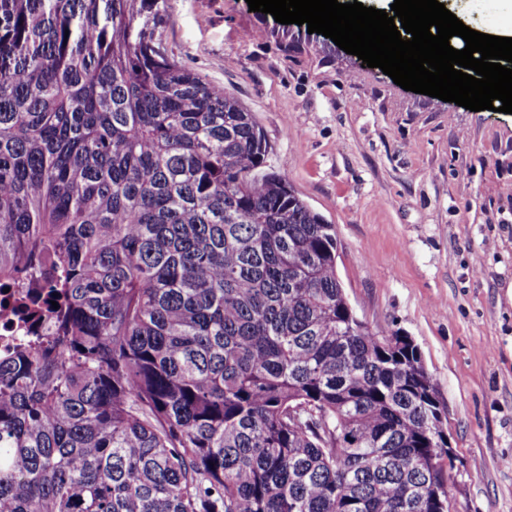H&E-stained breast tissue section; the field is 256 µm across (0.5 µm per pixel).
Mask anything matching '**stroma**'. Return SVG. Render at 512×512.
<instances>
[{
	"label": "stroma",
	"instance_id": "stroma-1",
	"mask_svg": "<svg viewBox=\"0 0 512 512\" xmlns=\"http://www.w3.org/2000/svg\"><path fill=\"white\" fill-rule=\"evenodd\" d=\"M501 0H446L500 35ZM176 60L252 112L269 170L336 229L356 316L411 336L448 407L451 512H512V114L402 89L246 0H167Z\"/></svg>",
	"mask_w": 512,
	"mask_h": 512
}]
</instances>
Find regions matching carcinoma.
Wrapping results in <instances>:
<instances>
[{
  "label": "carcinoma",
  "instance_id": "1",
  "mask_svg": "<svg viewBox=\"0 0 512 512\" xmlns=\"http://www.w3.org/2000/svg\"><path fill=\"white\" fill-rule=\"evenodd\" d=\"M158 0H0V512H450L417 345ZM58 307H52V302Z\"/></svg>",
  "mask_w": 512,
  "mask_h": 512
}]
</instances>
